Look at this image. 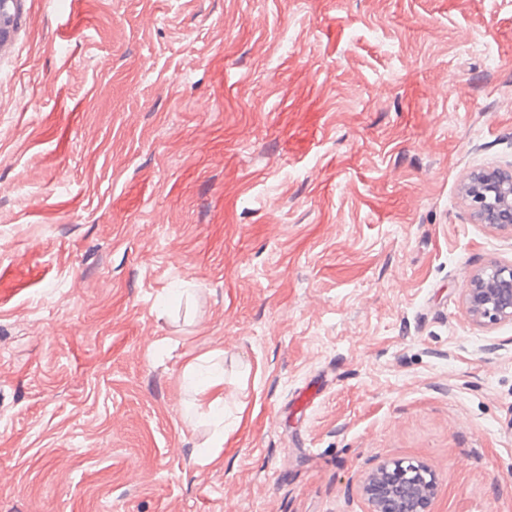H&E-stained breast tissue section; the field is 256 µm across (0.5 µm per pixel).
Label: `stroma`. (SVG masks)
I'll return each mask as SVG.
<instances>
[{
	"label": "stroma",
	"mask_w": 512,
	"mask_h": 512,
	"mask_svg": "<svg viewBox=\"0 0 512 512\" xmlns=\"http://www.w3.org/2000/svg\"><path fill=\"white\" fill-rule=\"evenodd\" d=\"M0 49V512H512V0H20ZM224 373V427L184 376ZM465 195L481 224L512 234V164L505 169L473 174L466 184ZM471 317L480 324L512 322V264L494 263L475 272L465 288ZM435 483L434 474L422 464L382 462L362 484L367 512H429Z\"/></svg>",
	"instance_id": "obj_1"
}]
</instances>
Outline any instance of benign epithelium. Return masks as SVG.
I'll list each match as a JSON object with an SVG mask.
<instances>
[{
	"label": "benign epithelium",
	"instance_id": "benign-epithelium-1",
	"mask_svg": "<svg viewBox=\"0 0 512 512\" xmlns=\"http://www.w3.org/2000/svg\"><path fill=\"white\" fill-rule=\"evenodd\" d=\"M466 199L476 219L512 232V164L469 177ZM471 317L480 324L512 322V264L494 263L475 272L465 289ZM435 476L422 464L382 462L367 474L362 491L367 512H429Z\"/></svg>",
	"mask_w": 512,
	"mask_h": 512
}]
</instances>
